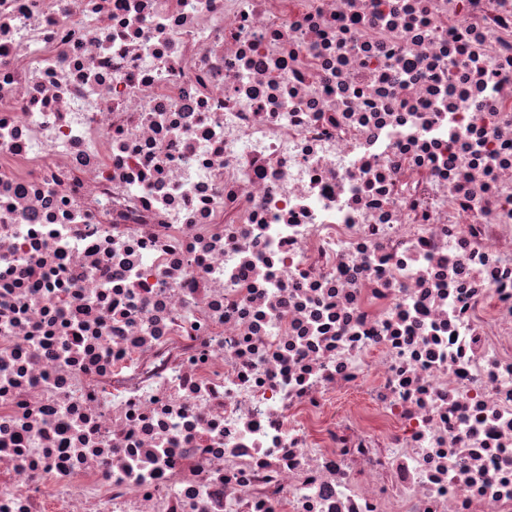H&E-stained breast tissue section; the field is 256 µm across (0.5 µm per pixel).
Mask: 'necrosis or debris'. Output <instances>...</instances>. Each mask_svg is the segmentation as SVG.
Wrapping results in <instances>:
<instances>
[{
    "instance_id": "4bbe7bcc",
    "label": "necrosis or debris",
    "mask_w": 512,
    "mask_h": 512,
    "mask_svg": "<svg viewBox=\"0 0 512 512\" xmlns=\"http://www.w3.org/2000/svg\"><path fill=\"white\" fill-rule=\"evenodd\" d=\"M0 512H512V0H0Z\"/></svg>"
}]
</instances>
